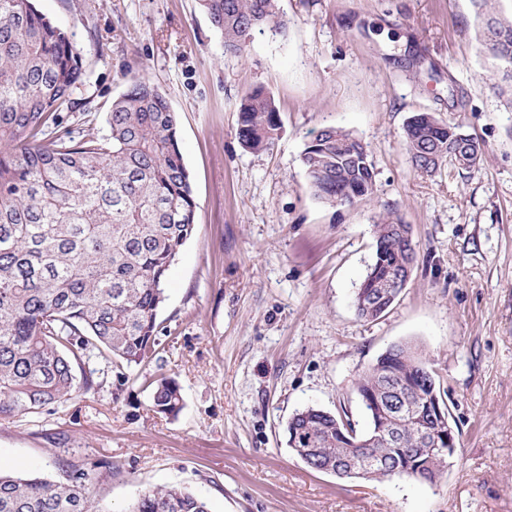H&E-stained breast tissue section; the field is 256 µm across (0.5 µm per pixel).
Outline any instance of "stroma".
<instances>
[{
	"label": "stroma",
	"instance_id": "stroma-1",
	"mask_svg": "<svg viewBox=\"0 0 512 512\" xmlns=\"http://www.w3.org/2000/svg\"><path fill=\"white\" fill-rule=\"evenodd\" d=\"M70 36L85 75L66 126L106 132L112 103L150 81L178 117L197 231L166 282L158 346L128 380L0 420V469L88 476L94 506L126 512L149 487L182 485L211 512H512V111L489 80L471 0H280L284 33L242 54L198 0H34ZM262 86L280 136L245 149L238 104ZM433 112L478 141L480 164L413 171L404 126ZM356 134L375 191L316 200L300 156L321 129ZM407 224L419 262L380 319L353 298L375 224ZM416 343L458 433L435 484L341 479L310 469L286 424L316 406L365 423L353 388L391 345ZM181 388L174 416L149 382Z\"/></svg>",
	"mask_w": 512,
	"mask_h": 512
}]
</instances>
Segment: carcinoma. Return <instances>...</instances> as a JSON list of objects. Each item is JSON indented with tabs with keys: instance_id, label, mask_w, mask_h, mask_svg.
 Here are the masks:
<instances>
[{
	"instance_id": "obj_1",
	"label": "carcinoma",
	"mask_w": 512,
	"mask_h": 512,
	"mask_svg": "<svg viewBox=\"0 0 512 512\" xmlns=\"http://www.w3.org/2000/svg\"><path fill=\"white\" fill-rule=\"evenodd\" d=\"M480 39L502 80L493 89L512 109V11L474 0ZM238 55L254 31L287 28L279 0H199ZM84 76L66 32L36 10L33 0H0V419L63 405L75 392L73 362L104 357L123 369L140 364L156 345L164 285L197 229L189 173L178 143V120L166 97L139 79L113 101L104 135L62 127L60 110ZM244 148L267 150L279 136L274 96L256 87L239 103ZM415 171L433 176L445 165L475 168L481 145L437 117L417 112L404 128ZM309 188L320 202L351 206L373 194L374 167L364 143L341 127L322 129L302 151ZM401 221L375 224V257L360 284L366 294L410 274L418 258ZM400 385L407 416L395 422L381 405ZM354 388L371 395L365 431L349 418L308 406L287 423V444L311 469L349 477L374 461L372 480L408 468L410 478L435 483L447 466L423 430L427 396L441 397L437 373L412 345L390 346L358 375ZM159 413L183 403L172 380L151 392ZM87 474L63 481L0 472V512H93ZM128 512H210L207 502L179 486L147 489Z\"/></svg>"
}]
</instances>
